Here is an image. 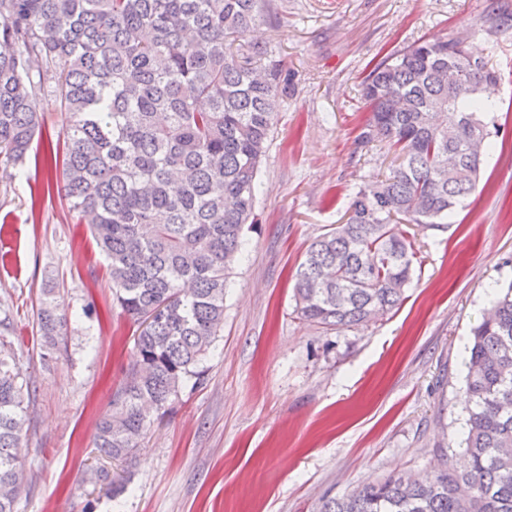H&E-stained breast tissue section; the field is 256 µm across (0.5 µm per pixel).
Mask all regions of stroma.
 Segmentation results:
<instances>
[{
    "mask_svg": "<svg viewBox=\"0 0 512 512\" xmlns=\"http://www.w3.org/2000/svg\"><path fill=\"white\" fill-rule=\"evenodd\" d=\"M512 0H265L250 33L288 80L224 294V326L203 363L155 416L133 457L102 459L96 423L133 364L139 334L112 298L86 225L46 191L47 138L63 120L39 102L42 138L13 181L0 179V313L30 388L16 512H318L386 475L434 474L466 436V348L496 288L512 282ZM457 32L499 69L492 150L463 209L407 226L416 252L400 308L325 330L295 311L294 274L309 245L345 223L386 149L361 147V84L387 54ZM67 334L37 339L43 289ZM123 476L112 497L96 472Z\"/></svg>",
    "mask_w": 512,
    "mask_h": 512,
    "instance_id": "obj_1",
    "label": "stroma"
}]
</instances>
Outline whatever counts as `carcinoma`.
I'll return each mask as SVG.
<instances>
[{"instance_id":"carcinoma-1","label":"carcinoma","mask_w":512,"mask_h":512,"mask_svg":"<svg viewBox=\"0 0 512 512\" xmlns=\"http://www.w3.org/2000/svg\"><path fill=\"white\" fill-rule=\"evenodd\" d=\"M264 0H0V177L25 160L38 100L64 122L47 167L68 212L89 225L114 296L139 326L137 361L97 425L107 459L134 454L151 412L199 383L224 324L227 278L255 223L256 177L288 85L267 49L245 41ZM448 37L376 63L362 83L371 117L358 137L394 152L359 189L347 221L315 240L295 277L297 313L329 330L362 325L404 300L415 252L401 224L450 218L492 147L484 97L501 80ZM40 347L64 336L51 291ZM466 465L388 476L320 512H512V283L471 330ZM24 387L0 338V512L23 481Z\"/></svg>"}]
</instances>
